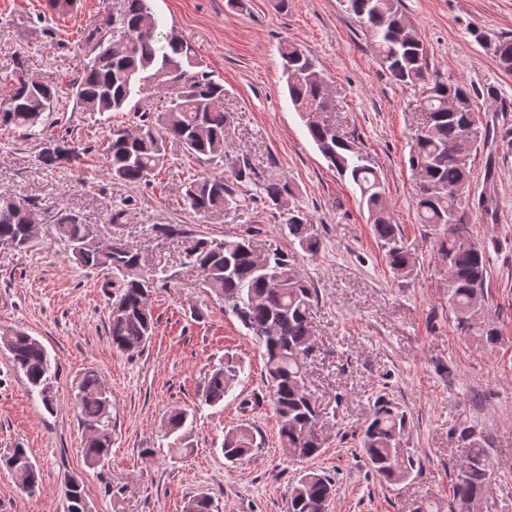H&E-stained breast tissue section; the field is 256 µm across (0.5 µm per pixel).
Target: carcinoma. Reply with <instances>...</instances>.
I'll use <instances>...</instances> for the list:
<instances>
[{
    "mask_svg": "<svg viewBox=\"0 0 512 512\" xmlns=\"http://www.w3.org/2000/svg\"><path fill=\"white\" fill-rule=\"evenodd\" d=\"M400 0H341L344 11L355 17L371 35L382 65L398 84L422 87L421 108L426 117L408 163L419 179L413 206L421 224L443 229L436 241L437 251L448 262V303L456 313L457 329L490 350L499 340L493 325L481 322L478 300L484 296L488 277L485 250L474 241L471 224L476 213L495 219V194H471V157L488 142L504 155L512 154V106L498 100L489 87L486 96L497 101L496 119L488 121L473 103L471 90L463 84L441 79L431 69L424 43L413 32L399 8ZM110 37L99 42L97 54L83 74L71 83L76 105L84 112H121L131 100L135 84L152 80L172 92L163 112H143L135 129L124 125L110 128L105 147L109 176L119 182L141 184L159 171L167 156V144L175 141L198 162L224 164V142L231 124L230 113L221 106L224 85L191 72L198 66L192 45L183 37L164 32L163 22L151 9L150 0H117L112 17L104 21ZM475 40L495 58L500 69L512 72V36L490 38L478 31ZM283 74L290 100L305 122L317 149L336 173L349 179L359 190L374 234L385 250V261L393 274L408 276L414 259L404 245L398 225L391 222L386 205L385 185L368 154L342 133L327 112L331 105L324 93V73L315 59L298 45L287 42L280 48ZM0 129L35 131L44 114L61 101L64 91L57 84L23 80L17 74L0 83ZM53 150H42V163L57 168L80 159L73 142L51 137ZM249 160L232 165L231 178L198 173L185 184V200L198 214L222 212L239 202L234 185L253 180ZM268 207L280 209L291 190L288 182L271 178L257 185ZM31 204L0 196V241L18 248L31 243L27 212ZM57 234L72 258L83 267L106 272L120 282V294L109 315L108 336L120 351H134L146 345L154 331L148 307L153 279L144 273L139 252L114 235L110 244L99 248L81 241L82 218L60 209L52 216ZM291 242L306 254L315 255L321 240L299 209H288L281 227ZM186 258L203 273V287L224 302L231 313L263 349L264 379L270 402L278 418L281 445L294 460L319 455L324 441L318 428L316 401L305 382L304 357L309 349V310L315 289L274 249L265 259L255 255L245 236L223 240L195 235L187 240ZM6 350L14 367L26 378L31 392L44 408L57 407L53 389L56 370L37 338L12 329ZM241 366L231 358L209 371L202 389V401L209 406L224 403ZM74 410L84 431L81 453L90 469L100 467L112 451V399L97 372L89 369L76 383ZM406 429L404 412L380 398L371 420L362 432L361 447L371 468L389 482H400L411 474V456L401 453ZM193 415L186 410L169 412L164 438L170 452L181 455L192 445ZM467 453L458 466L452 486L451 512H467L468 503L480 496L488 480L492 458L486 437L473 426L460 431ZM256 444V430L243 422L224 434V459L235 462L247 456ZM19 487L30 494L41 485V470L31 452L14 448L0 458ZM334 484L315 471L303 472L292 487L288 512H326ZM66 512H87L88 501L82 482L64 480ZM186 512H213L210 496H194Z\"/></svg>",
    "mask_w": 512,
    "mask_h": 512,
    "instance_id": "cac0c4a2",
    "label": "carcinoma"
}]
</instances>
